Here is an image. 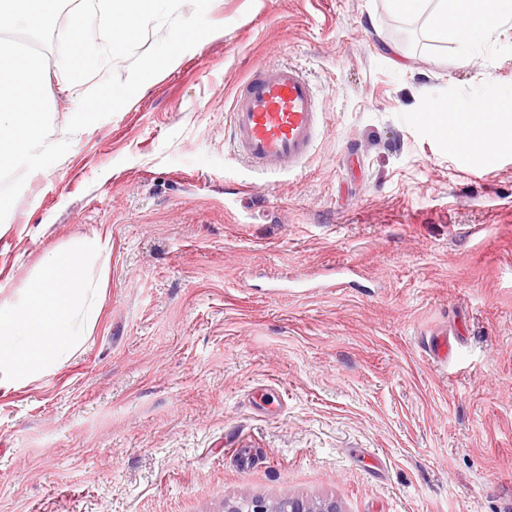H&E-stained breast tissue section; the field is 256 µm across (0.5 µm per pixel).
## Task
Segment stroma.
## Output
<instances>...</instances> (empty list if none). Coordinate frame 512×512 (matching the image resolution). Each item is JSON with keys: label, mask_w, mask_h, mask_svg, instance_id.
Instances as JSON below:
<instances>
[{"label": "stroma", "mask_w": 512, "mask_h": 512, "mask_svg": "<svg viewBox=\"0 0 512 512\" xmlns=\"http://www.w3.org/2000/svg\"><path fill=\"white\" fill-rule=\"evenodd\" d=\"M207 18L217 32L74 134L0 222V305L49 252L108 241L90 336L0 390V512L288 493L512 512V140L464 154L422 118L512 90V21L465 52L388 0H212ZM46 57L58 130L93 83ZM286 61L324 125L301 168L259 174L231 101ZM318 275L342 285L305 287Z\"/></svg>", "instance_id": "obj_1"}]
</instances>
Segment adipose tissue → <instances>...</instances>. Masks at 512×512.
Returning <instances> with one entry per match:
<instances>
[{
	"instance_id": "obj_1",
	"label": "adipose tissue",
	"mask_w": 512,
	"mask_h": 512,
	"mask_svg": "<svg viewBox=\"0 0 512 512\" xmlns=\"http://www.w3.org/2000/svg\"><path fill=\"white\" fill-rule=\"evenodd\" d=\"M402 15H427L436 39L462 48L484 43L502 20L512 18V0H391ZM443 105L431 108L430 120L447 127L450 145L462 151H489L512 133V91L500 94L488 112L471 102L454 106L447 123ZM101 239L84 247L46 256L40 277L24 299L0 305V389L30 380L51 362L79 348L97 320L98 289L83 278L89 257H100Z\"/></svg>"
}]
</instances>
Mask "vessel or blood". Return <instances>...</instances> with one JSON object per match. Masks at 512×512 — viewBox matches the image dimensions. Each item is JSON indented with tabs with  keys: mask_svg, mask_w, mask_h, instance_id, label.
Here are the masks:
<instances>
[{
	"mask_svg": "<svg viewBox=\"0 0 512 512\" xmlns=\"http://www.w3.org/2000/svg\"><path fill=\"white\" fill-rule=\"evenodd\" d=\"M321 118L314 87L299 67L261 64L235 92L233 145L259 171H291L310 156Z\"/></svg>",
	"mask_w": 512,
	"mask_h": 512,
	"instance_id": "1",
	"label": "vessel or blood"
}]
</instances>
